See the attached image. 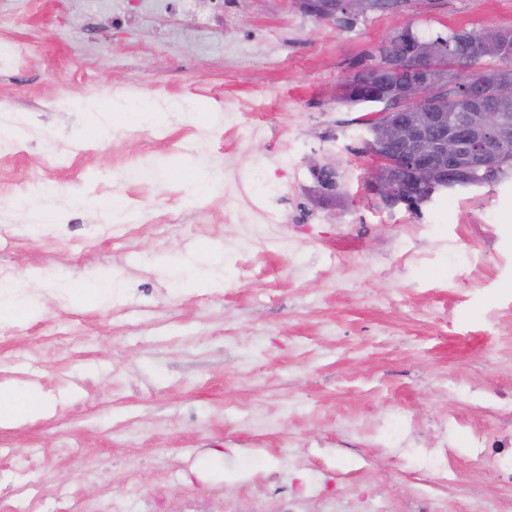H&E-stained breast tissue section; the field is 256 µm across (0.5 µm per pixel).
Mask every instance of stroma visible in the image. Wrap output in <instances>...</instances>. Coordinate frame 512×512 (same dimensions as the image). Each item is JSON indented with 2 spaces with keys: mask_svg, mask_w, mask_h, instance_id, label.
I'll return each mask as SVG.
<instances>
[{
  "mask_svg": "<svg viewBox=\"0 0 512 512\" xmlns=\"http://www.w3.org/2000/svg\"><path fill=\"white\" fill-rule=\"evenodd\" d=\"M127 0H0V277L37 279L39 313L0 319V388L39 386L50 414L0 428V497L35 512H180L217 496L227 512H279L267 487L339 488L341 512H512V487L453 438L439 486L415 460L367 445L371 423L408 415L429 440L476 387L512 394V179L442 191L414 213L368 193L364 115L345 79L377 61L389 34L423 39L512 28V0H436L428 13L369 12L344 25L294 0H236L224 22ZM155 119L132 126L134 108ZM57 147L51 164L45 142ZM335 163L320 196L312 164ZM133 164L164 167L160 183ZM223 188L193 199L187 166ZM281 219L247 239L253 213L225 221V195L258 172ZM55 215L34 230L11 193L32 181ZM119 199L131 220L112 238ZM209 251L204 278L173 285L183 258ZM121 299L76 303L95 277Z\"/></svg>",
  "mask_w": 512,
  "mask_h": 512,
  "instance_id": "1",
  "label": "stroma"
}]
</instances>
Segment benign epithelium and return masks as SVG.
Here are the masks:
<instances>
[{"instance_id":"7a95c632","label":"benign epithelium","mask_w":512,"mask_h":512,"mask_svg":"<svg viewBox=\"0 0 512 512\" xmlns=\"http://www.w3.org/2000/svg\"><path fill=\"white\" fill-rule=\"evenodd\" d=\"M298 4L316 19L332 21L341 9L349 8L351 0H298ZM380 46L391 54L346 84L368 89L377 85L382 73L395 72L400 82L391 87L390 98L413 111L369 129L368 192L386 208L404 205L417 211L441 188H466L475 171H496L512 152V138L505 132V119L496 111L495 102L512 99V81L488 85L480 71L470 66L459 69L469 97L480 100L483 110L463 112L457 122L450 123L448 113L436 111L428 99L446 81L444 60L456 48L413 43L405 50L398 32Z\"/></svg>"}]
</instances>
